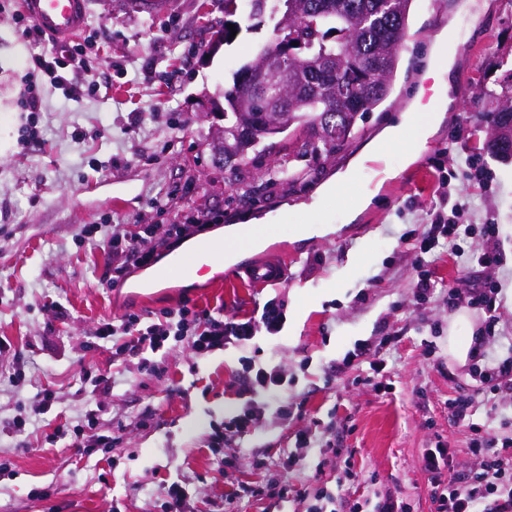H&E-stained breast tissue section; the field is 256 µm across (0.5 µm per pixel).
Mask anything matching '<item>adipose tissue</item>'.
I'll use <instances>...</instances> for the list:
<instances>
[{
  "label": "adipose tissue",
  "mask_w": 512,
  "mask_h": 512,
  "mask_svg": "<svg viewBox=\"0 0 512 512\" xmlns=\"http://www.w3.org/2000/svg\"><path fill=\"white\" fill-rule=\"evenodd\" d=\"M452 57L445 53L442 43H435L431 49L428 65L430 76L436 77L434 86L433 106L415 105L413 109L400 115L397 121L387 125L381 136L374 141L370 150L382 154L392 149H400L403 153L414 155L422 151L427 139L440 126L444 112L450 103L449 85L441 82L440 74L451 71ZM418 128L416 137H408L409 128Z\"/></svg>",
  "instance_id": "ef3b65f1"
}]
</instances>
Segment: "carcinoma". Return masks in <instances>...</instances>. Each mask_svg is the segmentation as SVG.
<instances>
[{"instance_id":"1","label":"carcinoma","mask_w":512,"mask_h":512,"mask_svg":"<svg viewBox=\"0 0 512 512\" xmlns=\"http://www.w3.org/2000/svg\"><path fill=\"white\" fill-rule=\"evenodd\" d=\"M248 19L267 13L290 11L288 35L298 43V58L291 64L288 86L276 82L248 89L242 82L252 63L243 64L233 84L224 90V130L217 133L213 149L235 146L242 159L249 144H236L240 121L257 112H286L288 119L307 129L299 152L318 147L335 148L346 142L358 120L372 111L390 91L399 62L411 0H245ZM217 41L202 48L210 55L218 46L234 41L238 22L225 21ZM234 28H229V25ZM499 136L489 150L512 157V111L491 115Z\"/></svg>"}]
</instances>
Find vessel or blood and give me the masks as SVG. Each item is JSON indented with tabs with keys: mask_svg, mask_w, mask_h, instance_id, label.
Masks as SVG:
<instances>
[{
	"mask_svg": "<svg viewBox=\"0 0 512 512\" xmlns=\"http://www.w3.org/2000/svg\"><path fill=\"white\" fill-rule=\"evenodd\" d=\"M24 11L39 30L49 38L65 43L85 30L88 25V0H23ZM224 244L202 240L194 248L173 257L156 272L158 280L174 282L204 277L199 263L204 259L223 260ZM246 275L253 285H277L286 278V267L278 261H266L247 268Z\"/></svg>",
	"mask_w": 512,
	"mask_h": 512,
	"instance_id": "vessel-or-blood-1",
	"label": "vessel or blood"
}]
</instances>
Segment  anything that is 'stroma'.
Listing matches in <instances>:
<instances>
[{
	"instance_id": "obj_1",
	"label": "stroma",
	"mask_w": 512,
	"mask_h": 512,
	"mask_svg": "<svg viewBox=\"0 0 512 512\" xmlns=\"http://www.w3.org/2000/svg\"><path fill=\"white\" fill-rule=\"evenodd\" d=\"M19 7V0H0V47H12L18 59L17 69H0V336L22 346L32 383L0 386V512H109L115 504L121 512H162L158 483L175 471L193 512H211L224 483L209 436L240 413L245 399L233 380L247 362L281 365L284 383L259 394L264 417L240 442L272 467L254 468L243 455L238 478L284 475L291 491L310 499L320 488L337 490L335 512L395 487L414 512H432L423 450L440 439L454 449L458 470L473 464L470 424L452 421L446 405L478 389L470 364L448 354L456 315L449 289L497 285L498 335L483 344L480 365L495 366L512 352V158L489 153L477 130L512 99V0H412L391 92L358 120L342 149L297 156L304 135L292 127L250 150L235 174L215 164L210 143L224 125L225 87L274 40L272 21L242 29L204 58L201 46L224 25V0H170L154 14L128 0H91L87 51L106 60L111 87L71 98L43 85L40 109L29 116L20 108L24 78L49 47L21 38ZM439 38L454 59L453 101L414 160L388 153L394 177L349 219L348 205L371 184L366 170L337 194L319 190L409 108ZM29 131L38 143L24 151L18 141ZM470 159L486 169V183L469 180ZM284 161L287 179L276 172ZM442 178L473 197L465 254L443 253L420 268L412 241L441 206ZM251 217L267 218L272 234L222 271L220 283L173 282L147 302L129 291L143 270L107 285L103 238L112 225L202 224L210 236ZM489 219L500 261L485 269L469 255L481 250ZM311 221L331 233L296 238L297 226ZM279 257L288 266L285 283L234 281L235 270ZM422 272L436 290L418 304L413 288ZM185 298L238 318L273 299L286 324L279 338L259 335L241 349L175 354L156 376L141 375L137 359L113 361L111 347L85 345V330L99 319L153 318ZM52 300L60 313L43 311ZM379 359L384 391L366 381ZM89 367L115 381L102 401L121 439L85 457L67 439L52 444L45 435L61 417L94 404L76 393ZM35 386L53 389L60 402L40 428L17 434L12 420ZM304 434L312 440L306 465L289 469L288 454Z\"/></svg>"
}]
</instances>
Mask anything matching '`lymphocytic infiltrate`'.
Listing matches in <instances>:
<instances>
[{
    "label": "lymphocytic infiltrate",
    "mask_w": 512,
    "mask_h": 512,
    "mask_svg": "<svg viewBox=\"0 0 512 512\" xmlns=\"http://www.w3.org/2000/svg\"><path fill=\"white\" fill-rule=\"evenodd\" d=\"M37 65L51 84L71 92L78 89L77 77H93L103 72L98 56L88 54L81 44L53 51L48 58L38 57ZM469 209L468 200L460 195L450 212L433 213L428 228L415 240L414 252L432 258L443 247L457 248L461 237L467 234L461 220ZM199 230L196 224H172L164 231L157 225L143 224L137 232L130 233L121 225H114L107 243L113 282H121L132 269L150 265L170 242L186 239ZM285 323L281 304L273 300L264 304L260 314L243 319L227 317L216 308L197 311L182 303L161 311L149 321L136 313L112 321L99 320L88 335L96 342L111 345L113 359L136 357L139 372L152 375L156 372L154 354L169 342L179 343L189 355H205L242 347L260 332L279 335ZM240 382L239 393L246 398L244 410L225 430L212 435L210 447L217 448L244 436L250 423L262 414L255 394L281 386L282 378L277 366L249 364ZM106 413L104 405H95L76 423L57 425L53 435L69 438L71 447L85 456L92 455L94 449L112 447L115 437L100 431V421ZM468 450L481 460L480 469L468 473L456 471L455 452L444 443L424 450L421 466L429 476L434 512H512V437L488 438L478 434L471 437Z\"/></svg>",
    "instance_id": "lymphocytic-infiltrate-1"
}]
</instances>
